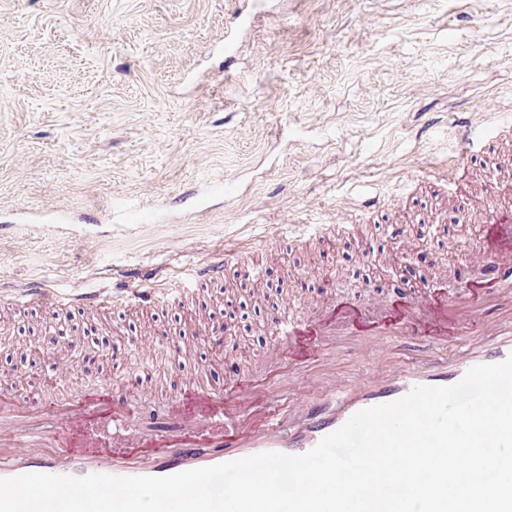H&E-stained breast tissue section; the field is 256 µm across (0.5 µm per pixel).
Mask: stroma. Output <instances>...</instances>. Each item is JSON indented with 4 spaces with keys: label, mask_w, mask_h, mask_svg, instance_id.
Wrapping results in <instances>:
<instances>
[{
    "label": "stroma",
    "mask_w": 512,
    "mask_h": 512,
    "mask_svg": "<svg viewBox=\"0 0 512 512\" xmlns=\"http://www.w3.org/2000/svg\"><path fill=\"white\" fill-rule=\"evenodd\" d=\"M228 35L232 63L216 50ZM479 100L512 110V0H0V393L43 404L108 378L155 422L175 376L218 385L225 367L251 368L284 291L364 303L437 270L462 280L477 226L452 223L458 193L408 175L457 152L456 118ZM467 166L468 191L512 184V147ZM376 193L383 211H362ZM339 201L367 245H305V225L335 223ZM277 233L294 246L265 250ZM403 237L428 253L411 280ZM228 251L250 269L180 301V274ZM126 270L163 306H69ZM37 281L65 303L18 306ZM191 321L235 329L236 350L216 363L199 338L175 352ZM56 325L66 344L38 355ZM108 337L106 360L58 384L60 353ZM360 342L344 337L295 376L339 392L421 359L400 336L380 351Z\"/></svg>",
    "instance_id": "stroma-1"
}]
</instances>
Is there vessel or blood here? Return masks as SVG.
I'll return each mask as SVG.
<instances>
[{"instance_id": "1", "label": "vessel or blood", "mask_w": 512, "mask_h": 512, "mask_svg": "<svg viewBox=\"0 0 512 512\" xmlns=\"http://www.w3.org/2000/svg\"><path fill=\"white\" fill-rule=\"evenodd\" d=\"M464 211L470 223L482 226L485 247L457 292L425 299L402 292L390 303L376 298L363 305L325 296L303 315L275 317L277 339L261 368L244 374L226 370L218 388L199 381L180 385L161 429L137 427L140 410L111 381H103L78 400L42 408L54 435L52 448L18 426L7 461H0V478L30 473L162 477L263 452L299 455L360 410L399 400L418 386L456 384L474 366L504 361L512 356V336L502 337L489 315L501 300L482 292L480 284L487 276L512 281V207L499 205L495 192L488 191L466 195ZM246 263L245 255H225L221 264L188 270L182 288L193 291L223 280L227 265ZM118 298L151 307L160 303L161 292L133 280L121 296L97 293L85 304L108 308ZM472 331L491 337V344L421 367L396 364L372 381H351L337 399L319 383L304 380L285 387L272 375L274 368L308 362L343 334L362 336L367 350L382 348L385 337L401 336L428 351Z\"/></svg>"}]
</instances>
